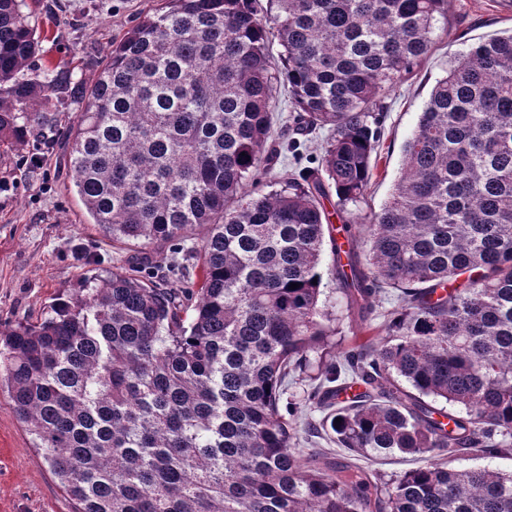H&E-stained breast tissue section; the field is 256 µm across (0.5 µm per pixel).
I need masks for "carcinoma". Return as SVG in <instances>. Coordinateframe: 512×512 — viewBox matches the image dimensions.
<instances>
[{"label":"carcinoma","mask_w":512,"mask_h":512,"mask_svg":"<svg viewBox=\"0 0 512 512\" xmlns=\"http://www.w3.org/2000/svg\"><path fill=\"white\" fill-rule=\"evenodd\" d=\"M165 0L110 50L93 83L29 72L24 0H0V145L65 128L78 195L112 247L137 253L205 230L166 258L85 275L47 316L0 330V385L75 512H512V474L457 470L512 454V33L448 63L404 143L389 199L341 252L337 215L363 198L395 81L448 32V0ZM292 130L330 131L320 167L274 173L272 41ZM346 318L384 288L381 341L336 342L325 243ZM299 284L292 290L290 286ZM318 355L303 400L350 453L427 464L385 483L350 458L295 447L281 395ZM365 391L339 404L346 383ZM457 405L452 413L434 402ZM341 422L334 423L335 419ZM399 291L393 288H386L384 292L380 294L376 302V316L373 321V327L375 328L371 333L372 336H378L377 338H385L387 331L384 323L388 312L400 308L401 302L398 300ZM450 465L458 470L488 466L501 473L508 474L512 471V455L508 454L495 459H482L472 454H463L456 457Z\"/></svg>","instance_id":"obj_1"}]
</instances>
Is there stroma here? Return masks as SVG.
Here are the masks:
<instances>
[{
	"instance_id": "1",
	"label": "stroma",
	"mask_w": 512,
	"mask_h": 512,
	"mask_svg": "<svg viewBox=\"0 0 512 512\" xmlns=\"http://www.w3.org/2000/svg\"><path fill=\"white\" fill-rule=\"evenodd\" d=\"M41 51L32 69L69 66L91 84L113 44L160 0H26ZM453 26L389 92L380 147L364 198L352 211H380L400 175L402 148L416 128L436 79L473 44L512 29L499 0H449ZM61 136L31 133L0 151V324L37 318L89 269L112 271L127 251L104 238L68 178ZM0 512H72V504L31 446L7 392L0 391Z\"/></svg>"
}]
</instances>
